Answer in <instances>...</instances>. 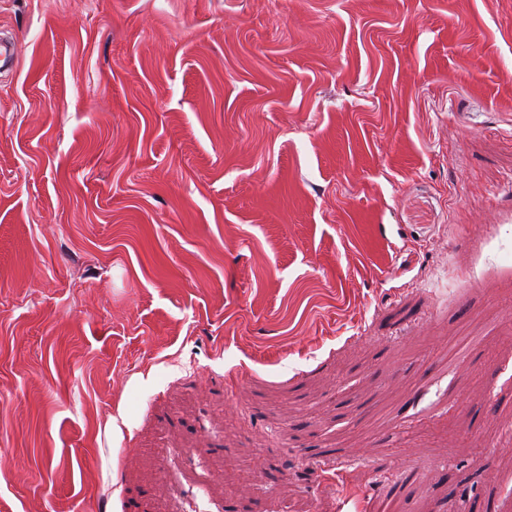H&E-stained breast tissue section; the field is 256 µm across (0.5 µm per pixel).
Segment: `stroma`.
<instances>
[{
    "label": "stroma",
    "instance_id": "obj_1",
    "mask_svg": "<svg viewBox=\"0 0 512 512\" xmlns=\"http://www.w3.org/2000/svg\"><path fill=\"white\" fill-rule=\"evenodd\" d=\"M1 41L0 512H512V0Z\"/></svg>",
    "mask_w": 512,
    "mask_h": 512
}]
</instances>
